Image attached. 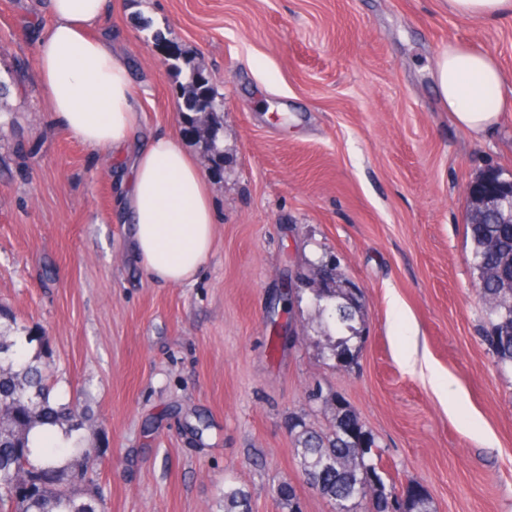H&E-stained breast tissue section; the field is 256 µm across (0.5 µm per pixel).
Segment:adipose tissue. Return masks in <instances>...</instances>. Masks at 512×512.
<instances>
[{
	"instance_id": "adipose-tissue-1",
	"label": "adipose tissue",
	"mask_w": 512,
	"mask_h": 512,
	"mask_svg": "<svg viewBox=\"0 0 512 512\" xmlns=\"http://www.w3.org/2000/svg\"><path fill=\"white\" fill-rule=\"evenodd\" d=\"M46 8L53 24L38 42L36 63L55 119L123 162L132 250L147 273L168 285L192 280L214 238L211 197L197 161L170 135L141 139L127 60L97 33L108 0H47ZM433 81L460 128L480 135L502 121L506 90L491 56L449 43L436 56Z\"/></svg>"
}]
</instances>
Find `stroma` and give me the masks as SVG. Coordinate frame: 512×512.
<instances>
[{
	"label": "stroma",
	"instance_id": "1",
	"mask_svg": "<svg viewBox=\"0 0 512 512\" xmlns=\"http://www.w3.org/2000/svg\"><path fill=\"white\" fill-rule=\"evenodd\" d=\"M102 22L151 132L201 158L214 246L195 279L136 263L120 170L58 126L40 90L45 0H0V304L44 336L61 397L87 407L107 512H332L304 483L289 417L328 430L355 411L397 486L431 512H512V367L483 338L467 187L512 178V112L474 137L431 76L448 42L493 55L512 90V17L448 0H114ZM177 45L224 99V164L179 117ZM362 292L340 365L312 262ZM224 512H252L249 492L235 486L224 489Z\"/></svg>",
	"mask_w": 512,
	"mask_h": 512
}]
</instances>
